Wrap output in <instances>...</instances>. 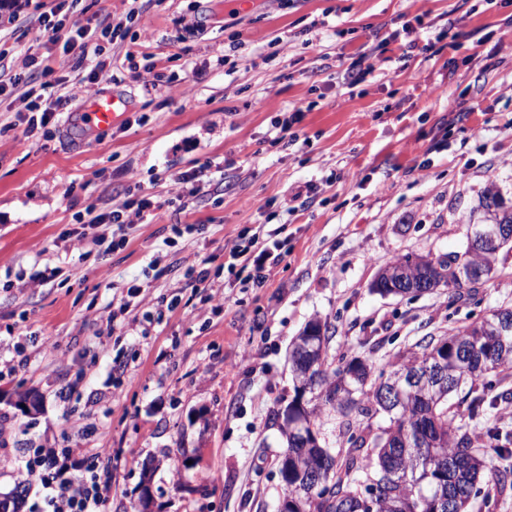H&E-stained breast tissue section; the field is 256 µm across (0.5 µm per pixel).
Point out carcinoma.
<instances>
[{
    "label": "carcinoma",
    "instance_id": "obj_1",
    "mask_svg": "<svg viewBox=\"0 0 512 512\" xmlns=\"http://www.w3.org/2000/svg\"><path fill=\"white\" fill-rule=\"evenodd\" d=\"M498 254L477 244L434 261L407 253L383 270L372 290L394 293L387 277L400 274L477 305L480 284L467 281V270L496 266ZM329 332L330 324L311 322L291 352L310 336L317 347L328 346ZM418 348L405 360L429 377L390 412L382 409L379 390L398 381L403 364L377 370L368 363L355 378L360 357H322L305 420L320 430L325 417L334 418L336 447L306 446L278 412L271 414L288 452V493L300 490L288 512H466L480 484H492L499 494L512 489V434L493 421V403L487 402L496 386L491 375L512 369V308L493 310L446 337L424 339ZM459 392V402L468 403L466 415L448 403ZM478 448L491 449L501 464L488 466Z\"/></svg>",
    "mask_w": 512,
    "mask_h": 512
}]
</instances>
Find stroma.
Returning <instances> with one entry per match:
<instances>
[{"label":"stroma","mask_w":512,"mask_h":512,"mask_svg":"<svg viewBox=\"0 0 512 512\" xmlns=\"http://www.w3.org/2000/svg\"><path fill=\"white\" fill-rule=\"evenodd\" d=\"M44 0H0V74L27 52L60 60L44 43ZM135 12L92 90L73 62L57 69L68 96L49 132L22 138L17 95L0 97V356L21 357L0 376V493L21 489V512L42 503L40 481L17 484L23 447L108 448L106 512H277L282 438L269 416L294 396L293 339L329 321L332 357L381 367L491 310L512 306V250L482 301L439 288L382 296L371 284L397 257L464 251L497 186L512 204V0H77L79 20ZM418 16L404 57L386 35ZM448 35L432 49L439 29ZM289 41L281 50L279 40ZM239 41L230 51L231 41ZM385 59L358 86L359 59ZM61 61V60H60ZM154 69L138 79L146 64ZM187 79L193 91L175 86ZM128 107L109 134L84 125L92 95ZM302 109L296 141L270 145L275 118ZM468 120L458 121L459 112ZM214 161L201 191L175 174ZM319 189L296 212L295 188ZM141 188L165 212L133 224L104 251L67 240L87 207ZM286 225L283 259L262 282L225 265L238 232ZM56 274L42 278L43 270ZM209 272L206 290L193 274ZM140 293L121 324L112 312ZM179 296L180 304L166 303ZM43 397L24 413L19 393Z\"/></svg>","instance_id":"35a3bbf8"}]
</instances>
